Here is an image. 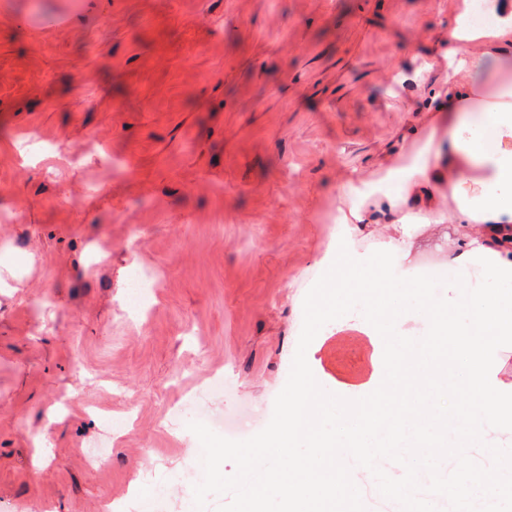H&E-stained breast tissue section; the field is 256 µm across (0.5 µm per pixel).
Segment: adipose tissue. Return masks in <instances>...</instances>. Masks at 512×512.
Returning <instances> with one entry per match:
<instances>
[{"label":"adipose tissue","instance_id":"1","mask_svg":"<svg viewBox=\"0 0 512 512\" xmlns=\"http://www.w3.org/2000/svg\"><path fill=\"white\" fill-rule=\"evenodd\" d=\"M450 37L458 44L447 55L450 77L475 78L485 73L487 58L471 53L468 42L483 37L512 45V12L502 13L495 24L481 28L470 24L468 13H460ZM446 110L447 126L430 128L426 140L449 138L457 156L455 164H448L442 153L417 151L410 165L387 172V189L378 194L362 192L369 206L366 219L376 222L379 215L403 205L396 184L414 180L439 187L447 183L460 222L456 255L484 247L512 264V109L487 113L459 106L451 97Z\"/></svg>","mask_w":512,"mask_h":512}]
</instances>
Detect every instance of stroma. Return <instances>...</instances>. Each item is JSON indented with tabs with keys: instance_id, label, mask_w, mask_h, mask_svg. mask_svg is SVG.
Wrapping results in <instances>:
<instances>
[{
	"instance_id": "stroma-1",
	"label": "stroma",
	"mask_w": 512,
	"mask_h": 512,
	"mask_svg": "<svg viewBox=\"0 0 512 512\" xmlns=\"http://www.w3.org/2000/svg\"><path fill=\"white\" fill-rule=\"evenodd\" d=\"M459 5L0 0V512H195L184 402L268 424L345 185L442 115ZM411 209L436 266L454 203ZM128 300L130 304L139 306L146 295V288H154L151 280L146 278L138 269H131L127 275Z\"/></svg>"
}]
</instances>
